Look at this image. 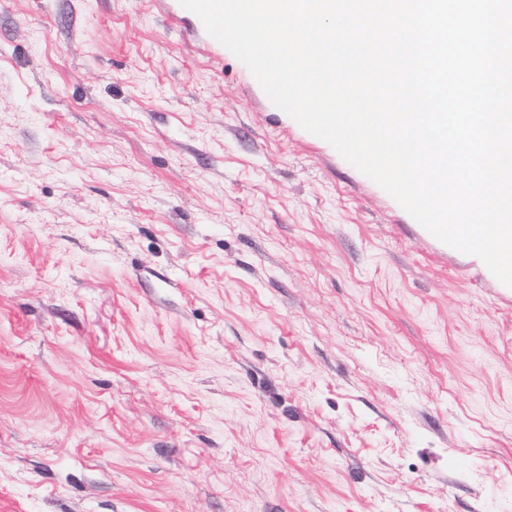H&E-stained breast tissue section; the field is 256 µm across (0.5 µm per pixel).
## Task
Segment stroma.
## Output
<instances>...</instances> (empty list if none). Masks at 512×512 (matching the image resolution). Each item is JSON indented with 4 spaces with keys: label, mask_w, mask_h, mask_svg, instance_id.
<instances>
[{
    "label": "stroma",
    "mask_w": 512,
    "mask_h": 512,
    "mask_svg": "<svg viewBox=\"0 0 512 512\" xmlns=\"http://www.w3.org/2000/svg\"><path fill=\"white\" fill-rule=\"evenodd\" d=\"M0 512H512V290L178 0H0Z\"/></svg>",
    "instance_id": "35a3bbf8"
}]
</instances>
